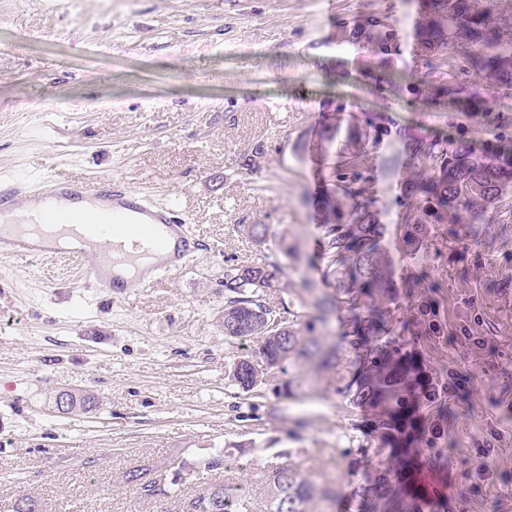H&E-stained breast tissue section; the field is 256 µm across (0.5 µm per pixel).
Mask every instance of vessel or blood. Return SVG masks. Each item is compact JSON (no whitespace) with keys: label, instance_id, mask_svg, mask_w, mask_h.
Returning a JSON list of instances; mask_svg holds the SVG:
<instances>
[{"label":"vessel or blood","instance_id":"b4317fda","mask_svg":"<svg viewBox=\"0 0 512 512\" xmlns=\"http://www.w3.org/2000/svg\"><path fill=\"white\" fill-rule=\"evenodd\" d=\"M63 200L94 207L75 217ZM189 223L187 212L109 177L0 185V257L80 261L83 289L106 299L182 271L197 251Z\"/></svg>","mask_w":512,"mask_h":512}]
</instances>
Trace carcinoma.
I'll return each mask as SVG.
<instances>
[{
	"label": "carcinoma",
	"mask_w": 512,
	"mask_h": 512,
	"mask_svg": "<svg viewBox=\"0 0 512 512\" xmlns=\"http://www.w3.org/2000/svg\"><path fill=\"white\" fill-rule=\"evenodd\" d=\"M344 38L372 59L362 71L366 80L378 87L397 83L396 75L383 70L397 52V35L385 15L366 14ZM416 42L421 66L406 86L412 99L422 107L451 102L458 111L498 126L497 101L512 97V0H417ZM450 48L461 50L463 69L473 79L461 80L434 63ZM388 133L380 114L365 112L352 151L337 155L335 189L324 201L320 240L324 276L334 293L317 298L313 307L329 310L343 303L351 314L345 339L351 347H361L365 366L341 392L351 405L371 413L374 432L397 449L396 462L377 461L374 481L358 487L354 497L367 512H445L447 499L426 498L417 475L429 460L434 472L446 477L444 444L433 440V432L445 423L442 400L448 382L421 362L419 353L392 337L397 319L391 307L398 304L400 286L384 244V225L378 221L371 164ZM402 139L409 158L403 251L415 259L440 227L485 223L488 211L512 190L511 136L499 134L484 148L427 136L415 128L403 130ZM262 267L261 277L250 276L243 265L224 277V321L233 327L224 336L254 343L249 355L233 363L238 372L232 380L244 392L284 372L285 364L321 349L319 340L302 335L295 322L283 331L267 328L265 317L271 310L264 292L277 286L284 270L274 263ZM402 326L416 328L415 335L429 340L444 335L439 304L420 297ZM125 482L139 486L144 498L156 497L148 489L151 481L137 470L128 471ZM265 485V512H313L316 499L333 497L289 465L268 471ZM186 512H252V503L239 489L215 483L191 499Z\"/></svg>",
	"instance_id": "obj_1"
}]
</instances>
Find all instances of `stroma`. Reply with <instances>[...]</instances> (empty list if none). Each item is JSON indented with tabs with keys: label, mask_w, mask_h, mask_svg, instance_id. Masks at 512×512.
<instances>
[{
	"label": "stroma",
	"mask_w": 512,
	"mask_h": 512,
	"mask_svg": "<svg viewBox=\"0 0 512 512\" xmlns=\"http://www.w3.org/2000/svg\"><path fill=\"white\" fill-rule=\"evenodd\" d=\"M371 11L399 34L389 71L415 72L414 0H0V184L47 170L109 175L181 204L203 246L185 270L126 300L93 296L75 267L50 259L14 266L0 283V512L23 494L42 512H183L219 481L264 512L260 477L283 465L334 492L316 512H357L354 488L373 477L372 459L393 453L341 394L360 365L344 338L349 314L310 319L330 291L312 185L332 179L348 138L322 152L326 111L378 112L393 128L373 164L399 282L418 268L401 249L409 160L398 129L477 144L497 132L365 82L366 55L340 40L339 24ZM249 224L267 226L264 243ZM260 260L285 271L267 303L287 305L335 358L326 369L287 364L246 393L230 370L253 345L224 335V276ZM426 263L448 333L415 347L457 384L447 512H512V193L487 223L436 239ZM66 389L93 395L94 407L59 413ZM485 441L496 476L477 495L466 474ZM218 452L225 470L173 467ZM132 469L165 475L171 496L140 498L124 481Z\"/></svg>",
	"instance_id": "1"
}]
</instances>
